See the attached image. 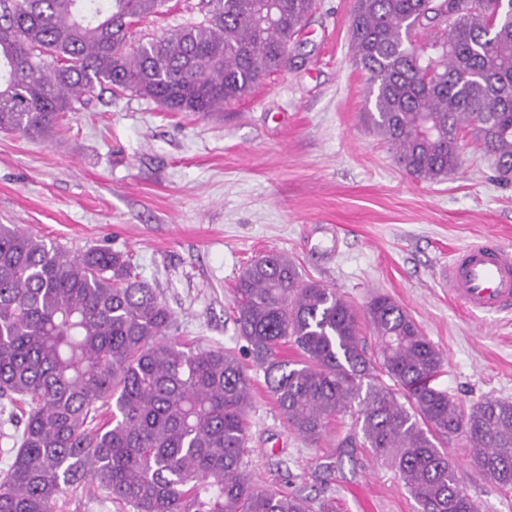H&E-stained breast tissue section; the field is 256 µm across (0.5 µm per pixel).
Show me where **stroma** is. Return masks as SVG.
<instances>
[{"instance_id": "1", "label": "stroma", "mask_w": 512, "mask_h": 512, "mask_svg": "<svg viewBox=\"0 0 512 512\" xmlns=\"http://www.w3.org/2000/svg\"><path fill=\"white\" fill-rule=\"evenodd\" d=\"M353 0H318L285 70L224 112L201 118L130 94L66 113L50 142L0 133V224L78 254L106 245L171 310L170 335L248 360L234 286L255 256L291 259L303 280L356 308L385 294L442 353L437 384L463 406L512 401V312L474 315L448 291V261L467 244L512 249V184L474 142L460 167L422 182L364 120L368 84L351 47ZM201 0H169L134 37L200 18ZM244 466L260 487L335 501L337 512H417L398 472L363 445L356 413L315 442L292 432L249 368ZM443 448L481 512H512V489L476 475L472 449Z\"/></svg>"}]
</instances>
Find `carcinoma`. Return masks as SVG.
Instances as JSON below:
<instances>
[{
	"label": "carcinoma",
	"mask_w": 512,
	"mask_h": 512,
	"mask_svg": "<svg viewBox=\"0 0 512 512\" xmlns=\"http://www.w3.org/2000/svg\"><path fill=\"white\" fill-rule=\"evenodd\" d=\"M165 3L0 0V131L51 141L97 89L222 112L286 66L316 0H208L202 21L133 40ZM351 38L373 96L364 118L407 174L447 177L468 136L512 181V0H354ZM234 305L300 436L317 440L357 409L363 445L395 468L418 512H480L441 437L463 436L477 473L512 489V401L465 409L439 388L441 353L390 298L360 313L270 252L242 271ZM173 323L127 254L72 255L0 224V397L23 424L0 512H57L86 485L133 512H336L253 483L242 466L251 377L230 351L169 339ZM288 343L294 365L279 354Z\"/></svg>",
	"instance_id": "carcinoma-1"
}]
</instances>
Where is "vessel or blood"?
I'll use <instances>...</instances> for the list:
<instances>
[{
	"label": "vessel or blood",
	"instance_id": "obj_1",
	"mask_svg": "<svg viewBox=\"0 0 512 512\" xmlns=\"http://www.w3.org/2000/svg\"><path fill=\"white\" fill-rule=\"evenodd\" d=\"M451 295L473 312L512 309V251L486 243L457 249L448 265Z\"/></svg>",
	"mask_w": 512,
	"mask_h": 512
}]
</instances>
